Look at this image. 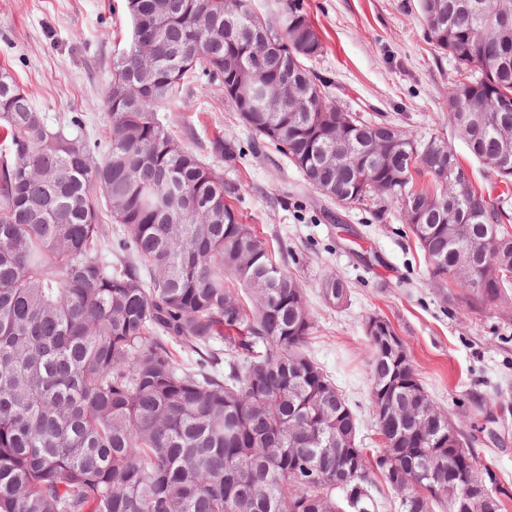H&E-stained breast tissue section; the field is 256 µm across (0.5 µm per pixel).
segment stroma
<instances>
[{
  "label": "stroma",
  "mask_w": 512,
  "mask_h": 512,
  "mask_svg": "<svg viewBox=\"0 0 512 512\" xmlns=\"http://www.w3.org/2000/svg\"><path fill=\"white\" fill-rule=\"evenodd\" d=\"M325 43L309 64L332 83L353 112L383 113L418 138L440 136L468 168L475 187L498 197L494 176L473 159L448 121L454 63L427 38L419 0H301ZM130 30L122 0H0V68L30 93L49 123L105 144L104 98L115 43ZM160 119L225 179L237 182L236 207L267 240L277 261L302 283L314 328L308 351L335 381L358 421L357 442L371 448L365 335L368 317L388 319L403 340L421 383L461 430L476 438L477 465L510 490L512 512V307L472 311L448 303L431 281L398 206L350 211L323 203L278 153L248 151L250 131L225 102L222 87L200 80ZM234 140L227 162L211 151L214 136ZM348 296L328 306L327 274Z\"/></svg>",
  "instance_id": "35a3bbf8"
}]
</instances>
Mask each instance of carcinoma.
<instances>
[{"label":"carcinoma","mask_w":512,"mask_h":512,"mask_svg":"<svg viewBox=\"0 0 512 512\" xmlns=\"http://www.w3.org/2000/svg\"><path fill=\"white\" fill-rule=\"evenodd\" d=\"M497 0H421L431 43L450 55L460 90L488 112L448 108V122L505 188L512 168V16ZM130 34L112 54L101 155L48 124L0 71V512H372L380 477L399 512H456L448 466L486 481L473 441L419 448L402 421H377L381 446L336 470V410L357 419L307 354L314 321L299 280L235 209L238 184L158 118L188 74L230 86L234 56L281 95L224 94L262 145L283 154L317 193L346 209L400 206L430 279L473 309L512 298V216L476 189L454 151L385 120L340 112L306 62L323 42L298 0L288 28L269 27L252 0H126ZM302 95L308 109L288 111ZM350 138L336 144L338 129ZM214 153L232 161L222 138ZM342 152L357 165L338 168ZM425 211L412 222L413 208ZM109 216L114 231L103 223ZM460 225L458 243L448 224ZM109 248L116 262L103 260ZM235 280L250 290L241 302ZM324 300L347 294L334 273ZM372 404L396 393L439 437L447 411L429 399L405 346L367 333ZM224 342V348L213 344ZM182 353L194 363L178 362Z\"/></svg>","instance_id":"cac0c4a2"}]
</instances>
